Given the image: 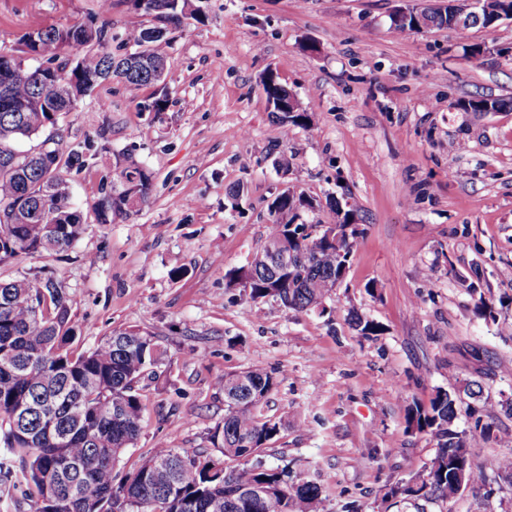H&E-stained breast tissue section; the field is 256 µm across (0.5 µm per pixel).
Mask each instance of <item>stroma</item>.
I'll return each mask as SVG.
<instances>
[{
	"instance_id": "obj_1",
	"label": "stroma",
	"mask_w": 512,
	"mask_h": 512,
	"mask_svg": "<svg viewBox=\"0 0 512 512\" xmlns=\"http://www.w3.org/2000/svg\"><path fill=\"white\" fill-rule=\"evenodd\" d=\"M197 19L170 25L168 103L146 106L151 86L109 80L60 116L68 147L87 165L66 174L88 228L69 250L23 255L0 277L45 273L68 290L85 351L112 331H150L165 362L137 387L141 433L120 457L139 468L157 445L217 455L224 374L251 366L279 384L265 412L281 423L262 458L322 485L324 512H416L386 507L397 482L424 475L437 444L407 430L409 403L428 404L454 381L493 436L470 455L488 476L512 454V110L471 112L475 97L512 99V19L395 33L401 0H193ZM111 20L110 51L132 50L133 30L155 16L112 0H0V52L19 54L30 32ZM481 55H474V48ZM274 73L304 102L312 129L284 133L261 79ZM291 161L281 174L267 151ZM151 174L146 205L112 223L92 210L126 158ZM243 184L238 207L225 191ZM294 187L314 198L306 224L336 221L351 199L363 230L347 277L325 313L251 302L228 287L269 233L268 204ZM185 270L172 278L173 270ZM492 304L494 320L475 312ZM378 322L365 339L349 310ZM426 512H512V486L465 491Z\"/></svg>"
}]
</instances>
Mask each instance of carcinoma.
<instances>
[{
  "label": "carcinoma",
  "instance_id": "cac0c4a2",
  "mask_svg": "<svg viewBox=\"0 0 512 512\" xmlns=\"http://www.w3.org/2000/svg\"><path fill=\"white\" fill-rule=\"evenodd\" d=\"M128 2L136 12L173 23L194 17L190 0ZM477 2L478 14L460 25L453 8L424 4L415 16L391 19V27L397 32L452 27L463 36L476 26L492 30L501 15L512 14V0ZM110 29L104 22L29 33L23 53L38 62L33 67L22 65L19 56L0 55V68L14 69L11 101L0 102V264L21 255L63 252L86 230L61 176L63 169L84 167L83 155L61 138H46L47 147L32 156L16 144L55 126L61 113L72 111L80 97L105 81L147 86L164 80L166 29L141 30L136 49L122 55L108 51ZM73 47L86 51L71 63L60 62ZM262 83L284 132L311 127L309 112L273 72ZM116 180L119 188L102 192L94 204L100 224L148 201L151 176L144 167L132 162ZM307 207H314L313 199L290 188L269 204L274 222L268 236L247 267L228 273L229 282L249 285L251 301L311 311L327 299L326 281L344 277L362 234L357 208L336 207V223L349 227V236L331 240L314 225L297 223ZM278 240L294 252L293 266L279 264L269 251ZM350 322L365 338L381 331L358 313ZM75 339L70 296L60 283L48 276L0 279V492L26 487L35 512H323L321 486L296 481L288 467L261 461L265 446L280 432L279 422L262 413L278 385L274 373L247 368L220 379L226 394L244 381L236 399H224V420L215 428L222 458L159 445L137 470L123 475L117 469L120 455L143 423L136 384L165 361L167 347L139 328L114 330L79 354L72 350ZM456 418V397L447 390H437L427 406H407V428L431 435L438 449L426 479L391 487L387 497L394 503L456 496L454 470L471 461L468 448L494 431L478 417L471 434L459 432ZM469 482L473 491L493 493L491 479L476 464L469 468ZM256 485L264 496L253 500L248 493Z\"/></svg>",
  "mask_w": 512,
  "mask_h": 512
}]
</instances>
